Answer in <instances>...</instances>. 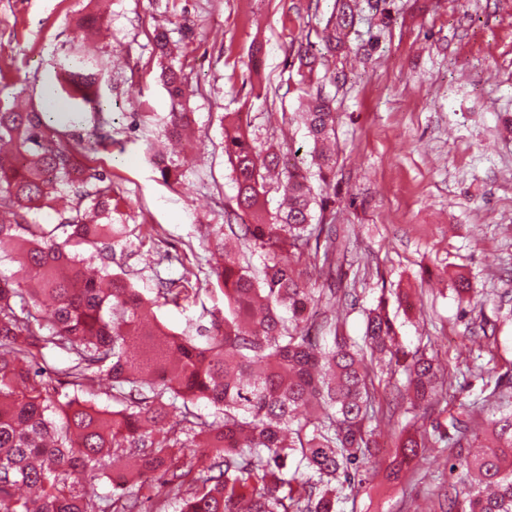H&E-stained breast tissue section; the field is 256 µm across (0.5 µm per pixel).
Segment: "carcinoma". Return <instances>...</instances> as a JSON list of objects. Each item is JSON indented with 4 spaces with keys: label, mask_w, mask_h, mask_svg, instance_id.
Returning <instances> with one entry per match:
<instances>
[{
    "label": "carcinoma",
    "mask_w": 512,
    "mask_h": 512,
    "mask_svg": "<svg viewBox=\"0 0 512 512\" xmlns=\"http://www.w3.org/2000/svg\"><path fill=\"white\" fill-rule=\"evenodd\" d=\"M379 2L336 0L322 48L298 44L301 81L313 80L326 54L349 42L356 17ZM63 71L53 93L104 110L102 69L73 58ZM162 82L174 105L162 133L171 136L190 121L193 91L173 65ZM80 116L0 105V245L13 242L11 251L0 249V263L18 264L0 274V512H337L375 456V429L406 400L414 409L448 402L451 375L435 356L395 343L382 303L365 311L361 344L327 315L354 293L336 280L348 253L335 246L336 198L317 197L294 157H259L238 114L225 128L224 154L243 220L210 226L203 241L213 259L210 292L222 295L224 309L181 334L143 325L157 299L178 305L199 289L183 277L151 299L123 271L87 273L73 247L102 253L133 230L110 222L118 210L112 179L89 165L112 136H74ZM301 117L311 164L328 185L336 175L333 100L308 98ZM271 171L286 196L274 213L265 191ZM65 191L75 201L57 223L29 220ZM90 211L108 222L88 223ZM235 240L267 251L261 271L231 255ZM302 265L326 275V287L304 282ZM56 350L68 355L63 368L51 361ZM384 359L406 375L389 401L375 386L373 362ZM100 393L112 408L97 405ZM485 411L481 438L471 420ZM442 443L476 452L450 465L458 478L440 512H512V407L501 395L462 403L429 430L402 427L388 479L398 480L419 449ZM199 448L209 456L203 469L192 461ZM116 472L123 482L112 495L90 492Z\"/></svg>",
    "instance_id": "carcinoma-1"
}]
</instances>
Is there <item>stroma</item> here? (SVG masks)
<instances>
[{
  "mask_svg": "<svg viewBox=\"0 0 512 512\" xmlns=\"http://www.w3.org/2000/svg\"><path fill=\"white\" fill-rule=\"evenodd\" d=\"M335 0H0V103L22 95L35 109L74 55L102 63L99 88L108 111H86L82 133L105 121L112 145L96 163L121 199L112 221L139 227L114 262L136 288L154 294L160 281L205 280V224L234 221L236 187L224 155L225 113L248 116L261 147L309 156L298 117L307 89L333 100L337 113V228L357 239L363 265L343 269L355 305L332 313L345 335L361 338L363 312L385 303L406 349L437 355L454 375L449 410L512 383V0H387L391 22L365 15L345 50L330 57L324 78L300 85L290 50L319 43ZM100 23L84 29L87 16ZM189 21L194 35L176 63L194 89L192 136L180 148L176 181H164L158 146L171 100L159 81L155 28ZM84 40H75L77 31ZM260 49L262 66L249 65ZM151 113L152 123L137 115ZM465 275L483 303L461 301ZM406 293L412 306L397 307ZM222 296L200 292L194 305L156 307L174 332L205 323ZM381 425L380 461L363 472L340 512H432L448 483L450 449L427 447L400 480L386 478L401 423Z\"/></svg>",
  "mask_w": 512,
  "mask_h": 512,
  "instance_id": "1",
  "label": "stroma"
}]
</instances>
